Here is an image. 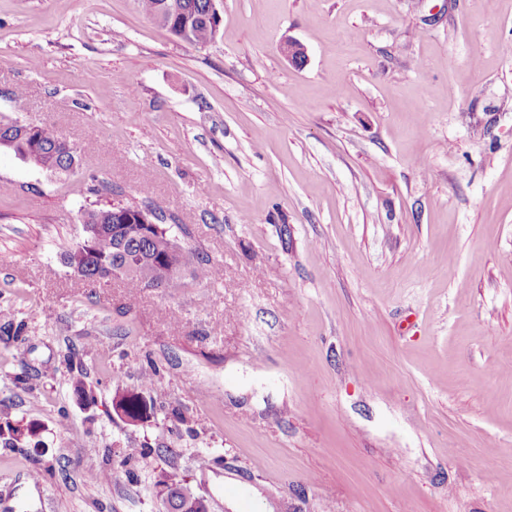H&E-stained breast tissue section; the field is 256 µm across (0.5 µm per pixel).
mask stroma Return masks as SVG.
<instances>
[{
	"label": "stroma",
	"mask_w": 512,
	"mask_h": 512,
	"mask_svg": "<svg viewBox=\"0 0 512 512\" xmlns=\"http://www.w3.org/2000/svg\"><path fill=\"white\" fill-rule=\"evenodd\" d=\"M216 4L197 46L137 0H0V114L76 152L0 148V512H163L166 475L212 512H512V0ZM117 203L219 278L78 279ZM36 127L38 130L35 134V143H32L31 139L20 138L18 132L16 136L12 134L13 149L11 151L20 158L25 157L28 152L29 154H38L32 158L31 162L41 168L46 167L43 169L48 171L73 172L71 161L75 159V155L72 147L69 146L70 152L65 151L63 145L59 143V136L50 125L40 124Z\"/></svg>",
	"instance_id": "1"
}]
</instances>
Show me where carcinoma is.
Here are the masks:
<instances>
[{
    "mask_svg": "<svg viewBox=\"0 0 512 512\" xmlns=\"http://www.w3.org/2000/svg\"><path fill=\"white\" fill-rule=\"evenodd\" d=\"M141 11L153 20H158L177 39L203 46L215 38L217 21L210 17L211 0H138ZM36 142L23 137H13L15 155L24 157L31 153L32 162L46 170L59 173L73 171L71 161L74 152H67L59 143L55 130L47 125H38ZM101 229H96V225ZM83 228L88 231V244L75 246L64 256L67 265H72L79 252L85 253L80 275L91 283L106 282L115 273H120L129 287L143 290L161 277L166 267L157 261L167 243L162 239H149L141 235L139 227L132 224L112 223V209L88 211L83 216ZM179 270L168 274L163 287L177 288L182 285L183 270L193 267V277L205 279L212 274L206 263H193L189 253L178 255Z\"/></svg>",
    "mask_w": 512,
    "mask_h": 512,
    "instance_id": "obj_1",
    "label": "carcinoma"
}]
</instances>
